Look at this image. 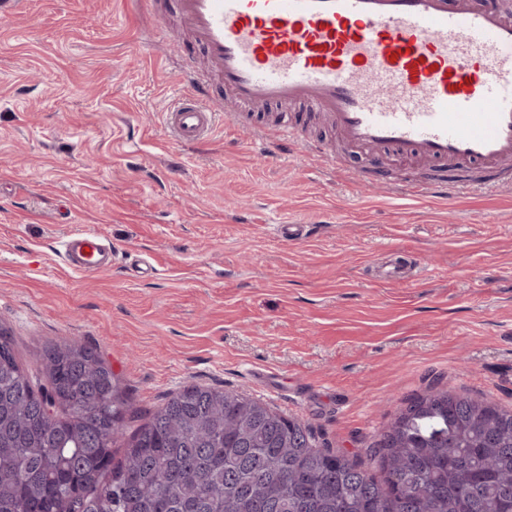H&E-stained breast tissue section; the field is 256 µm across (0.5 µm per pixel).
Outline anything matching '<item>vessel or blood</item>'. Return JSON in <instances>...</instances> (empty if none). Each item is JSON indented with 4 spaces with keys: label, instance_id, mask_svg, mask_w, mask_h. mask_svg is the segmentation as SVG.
Returning <instances> with one entry per match:
<instances>
[{
    "label": "vessel or blood",
    "instance_id": "b4317fda",
    "mask_svg": "<svg viewBox=\"0 0 512 512\" xmlns=\"http://www.w3.org/2000/svg\"><path fill=\"white\" fill-rule=\"evenodd\" d=\"M204 54L216 88L190 80L165 115L172 135L203 141L217 119L240 122L241 104L284 115L260 133L267 147L306 144L296 108L319 113L351 147L512 171V13L488 0H172ZM228 93L223 114L213 90ZM413 194L451 196L445 179ZM63 257L94 273L116 252L87 230L68 236Z\"/></svg>",
    "mask_w": 512,
    "mask_h": 512
}]
</instances>
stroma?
<instances>
[{
  "mask_svg": "<svg viewBox=\"0 0 512 512\" xmlns=\"http://www.w3.org/2000/svg\"><path fill=\"white\" fill-rule=\"evenodd\" d=\"M190 70L206 60L167 0H20L0 19V323L26 367L95 347L129 409L117 455L189 384L250 394L376 476L367 448L428 387L512 407V182L413 196L475 170L265 152L271 112L182 143L164 113ZM83 229L115 247L110 269L56 254ZM410 192L419 195L423 193L439 195V196H451L460 191V186L455 182H448V180L440 179L427 182L424 184H410Z\"/></svg>",
  "mask_w": 512,
  "mask_h": 512,
  "instance_id": "stroma-1",
  "label": "stroma"
}]
</instances>
